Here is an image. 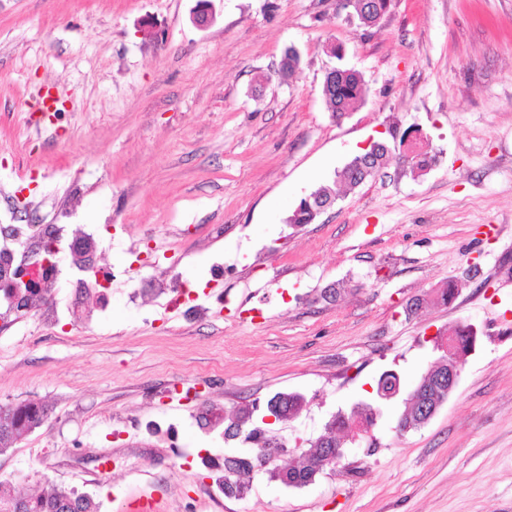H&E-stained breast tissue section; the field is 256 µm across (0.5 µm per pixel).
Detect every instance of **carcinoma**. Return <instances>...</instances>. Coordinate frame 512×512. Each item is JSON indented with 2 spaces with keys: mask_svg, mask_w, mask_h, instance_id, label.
Returning a JSON list of instances; mask_svg holds the SVG:
<instances>
[{
  "mask_svg": "<svg viewBox=\"0 0 512 512\" xmlns=\"http://www.w3.org/2000/svg\"><path fill=\"white\" fill-rule=\"evenodd\" d=\"M389 0H345L343 8L353 7L360 22L370 27L386 12ZM300 54L293 48L285 50L277 75L284 79L291 76L299 68ZM364 80L354 70L336 67V86L324 90L323 98L332 116L340 118L350 112L353 105L362 98ZM392 148L383 143L377 147L370 159L354 156L335 173L337 183L354 188L374 178L386 164ZM453 336L460 337L456 345H448V340L434 342L436 349H446L438 362L423 373L414 388L428 387V399L432 406L438 408L448 400V389L435 384L441 373L448 369V363L459 364L472 350L477 340V331L470 324H457L449 328ZM283 403L284 414L280 421H286L299 413L304 398L298 393L290 392L288 397L281 393L274 394L270 401ZM405 409L399 415L396 429L403 434L418 430L425 425L419 405L413 396L404 399ZM269 406L263 410H253L250 405H241L231 413L224 415V443L230 442L247 446L240 451H228L222 459L223 469L217 474L216 480L222 485L224 495L229 498H242L250 490V478L255 473H264L269 479L278 481L287 487L301 488L313 483L318 475L329 466L337 464L344 457V450L336 431H354L359 426H374L376 418L381 414V404L361 402L351 408L348 413L337 414L331 423L326 425L324 433L308 443L297 466L280 469L273 461V454L280 448L288 447L287 441L274 435V432L261 424L260 414L268 413ZM43 409L33 402L19 403L7 408L0 406V440L8 437L11 440L23 432L41 424ZM15 500L24 501V512H59L58 502L67 501L72 505V512H98V503L88 494L73 489L55 491L50 494L14 496Z\"/></svg>",
  "mask_w": 512,
  "mask_h": 512,
  "instance_id": "1",
  "label": "carcinoma"
}]
</instances>
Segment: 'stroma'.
Returning a JSON list of instances; mask_svg holds the SVG:
<instances>
[{
    "instance_id": "stroma-1",
    "label": "stroma",
    "mask_w": 512,
    "mask_h": 512,
    "mask_svg": "<svg viewBox=\"0 0 512 512\" xmlns=\"http://www.w3.org/2000/svg\"><path fill=\"white\" fill-rule=\"evenodd\" d=\"M198 5L0 0V224L68 211L108 271L153 234L178 245L203 308L185 320L120 277L87 300L90 321L63 304L53 329L41 309L15 319L0 405L46 417L0 453V478L90 494L101 512L140 496L165 512H512V0H391L370 28L337 0H213L205 28ZM332 38L367 88L339 120L321 96ZM290 47L302 64L283 81ZM46 85L66 110L37 127ZM411 127L434 157L424 175L392 154L317 221L287 224L366 142ZM458 323L478 343L426 426L397 433L395 400L374 446L347 443L308 486L259 473L244 498L212 490L199 455L225 445L208 411L298 392L274 432L314 439L383 371L413 384ZM177 384L201 402L181 404Z\"/></svg>"
}]
</instances>
